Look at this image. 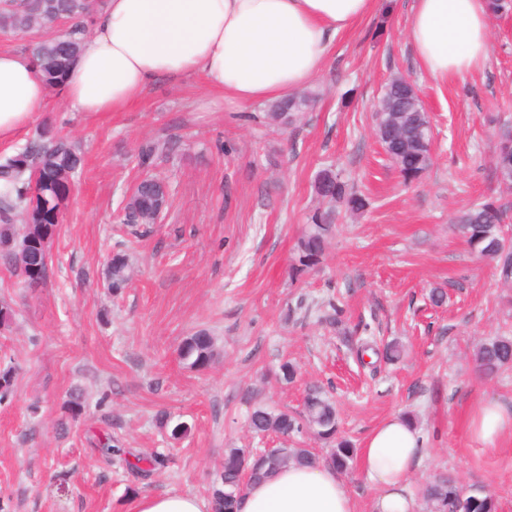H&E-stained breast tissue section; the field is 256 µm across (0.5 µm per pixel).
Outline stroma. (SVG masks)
Listing matches in <instances>:
<instances>
[{"label": "stroma", "mask_w": 512, "mask_h": 512, "mask_svg": "<svg viewBox=\"0 0 512 512\" xmlns=\"http://www.w3.org/2000/svg\"><path fill=\"white\" fill-rule=\"evenodd\" d=\"M381 6L340 34L292 125L272 104L237 109L196 82L159 80L122 112H71L52 95L41 116L80 143L85 167L63 209L47 280L28 289L0 260V300L15 310L0 336V367L16 387L0 402V512H131L142 494L209 500L224 451L272 447L246 420L264 404L300 410L307 383L329 386L339 435L363 448L385 418L415 415L422 463L409 489L447 472L512 512V432L475 440L471 414L488 399L512 411V369L480 377L474 343L512 329V304L493 264L448 229L473 204L512 206L492 175L498 120L512 122V13L494 15L486 67L441 82L418 64L404 31L412 0ZM406 76L433 120V164L408 182L386 156L373 115L389 79ZM165 145L150 165L138 152ZM334 165L369 204L341 212L317 270L290 278L295 241L318 205L312 184ZM166 183L167 205L142 235L121 221L124 196L145 175ZM125 251L132 283L120 296L107 265ZM445 285L446 304L432 306ZM215 338L204 370L178 349L195 331ZM397 340L402 359L373 368L356 350ZM296 382L275 377L282 360ZM81 411H67L72 396ZM170 412L180 440L158 428ZM125 460L107 457V437ZM164 453L150 479L130 465Z\"/></svg>", "instance_id": "obj_1"}]
</instances>
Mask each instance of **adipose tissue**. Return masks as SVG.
<instances>
[{
  "label": "adipose tissue",
  "mask_w": 512,
  "mask_h": 512,
  "mask_svg": "<svg viewBox=\"0 0 512 512\" xmlns=\"http://www.w3.org/2000/svg\"><path fill=\"white\" fill-rule=\"evenodd\" d=\"M377 0H105L61 86L74 112H121L159 79H200L240 107L282 101L319 73L340 32L369 15ZM489 0H414L405 36L420 66L445 81L481 70L490 54ZM49 90L28 54L0 51V143L41 114ZM512 429L494 400L469 422L486 444ZM423 438L391 416L368 436L360 466L381 494L375 512H415L410 477ZM355 499L330 466H288L250 484L238 512H356ZM132 512H210L185 493L144 494Z\"/></svg>",
  "instance_id": "1"
}]
</instances>
